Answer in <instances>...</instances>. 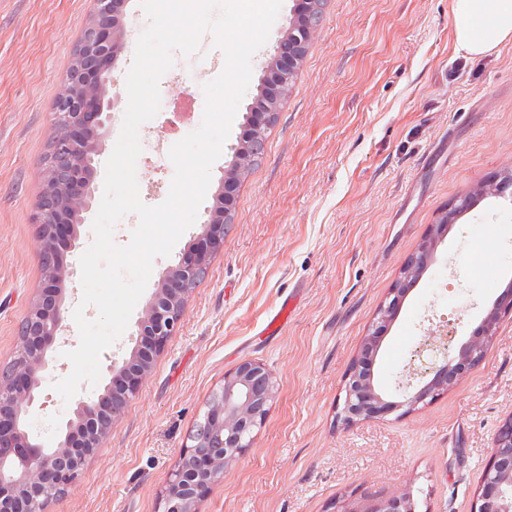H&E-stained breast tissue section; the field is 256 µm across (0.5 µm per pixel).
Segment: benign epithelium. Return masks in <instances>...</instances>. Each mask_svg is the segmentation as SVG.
<instances>
[{"label": "benign epithelium", "mask_w": 512, "mask_h": 512, "mask_svg": "<svg viewBox=\"0 0 512 512\" xmlns=\"http://www.w3.org/2000/svg\"><path fill=\"white\" fill-rule=\"evenodd\" d=\"M93 17L84 27L77 49L92 58L89 66L69 71L54 105L50 143L72 158L62 187V203L56 207L37 206L33 223L48 227L50 236H37L39 251L57 240L66 248L76 247L71 224L82 217L93 201V160L98 152V131L110 114L104 112L112 68L127 36V0H95ZM112 14V25L99 24L96 16ZM319 28L289 21L288 29L276 43L266 70L273 73L278 89L286 87L301 58L298 49L311 43ZM270 106L256 102L245 132L233 148V160L224 171L216 202L201 236L168 270L159 288L143 309L137 322L135 347L121 366L109 365V380L102 392L74 403L65 430L57 434L53 447H45L31 429V416L38 401L48 356L68 343L64 332L62 300L56 287L70 275L67 265L43 279L39 294L46 302L31 301L25 323L27 337L20 348L22 363L6 379L0 378V512H49L54 493L67 490L78 478L86 460L98 449L112 422L121 414L124 401L139 390L155 357L179 328L189 290L187 286L208 269L211 257L223 250L224 217L232 210L227 188L237 187L238 173L251 164L250 145L263 136L273 120ZM492 198H512V174L495 177L481 186ZM436 226L434 237L424 242L404 266L389 301L380 308L371 333L362 341L352 362L345 385L339 418L350 425L416 405L453 387L468 370L484 358L497 335V320L512 312V289L496 300L472 336L457 348L446 337H428L424 347L439 355L421 369L401 372L394 392L375 381L374 364L386 325L414 284L419 267L433 259L445 225ZM279 390V383L258 362L244 361L224 376V384L207 404L209 432L193 440L172 471L163 494L164 512H197L201 497L217 485L226 468L251 446L254 430L266 419ZM339 512H416L411 491L400 490L388 498L348 503ZM475 512H512V420L495 435L493 448L478 488Z\"/></svg>", "instance_id": "obj_1"}]
</instances>
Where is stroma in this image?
Listing matches in <instances>:
<instances>
[{"instance_id":"1","label":"stroma","mask_w":512,"mask_h":512,"mask_svg":"<svg viewBox=\"0 0 512 512\" xmlns=\"http://www.w3.org/2000/svg\"><path fill=\"white\" fill-rule=\"evenodd\" d=\"M452 0H326L317 38L294 74L264 153L238 185L224 248L184 307L100 450L50 512H163L162 492L188 435L224 376L240 362L266 366L280 384L253 443L198 503V512H338L350 501L411 488L417 512H474L498 429L512 419V313L484 359L448 391L412 411L351 425L338 418L345 379L380 305L408 259L460 198L432 264L407 295L374 365L393 388L427 336L446 326L469 339L512 278V203L480 197L487 178L512 170V41L458 51ZM296 0H283L251 59L238 106L196 224L156 257L147 304L163 272L201 231L264 81L265 63ZM94 0H0V366L42 281L37 226L51 110ZM129 35L112 71L114 118L95 158L94 196L128 102L126 74L148 25L141 0L126 8ZM159 81L161 107L140 141L171 149L168 105L202 93L224 65L202 51L174 52ZM173 163L136 161L140 198L165 201ZM291 316L276 336L260 329L283 299ZM139 309L133 310L135 318ZM71 362L51 357L33 418L65 424L54 383Z\"/></svg>"}]
</instances>
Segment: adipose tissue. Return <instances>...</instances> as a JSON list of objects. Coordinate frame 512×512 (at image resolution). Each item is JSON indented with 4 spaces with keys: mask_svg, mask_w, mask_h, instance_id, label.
<instances>
[{
    "mask_svg": "<svg viewBox=\"0 0 512 512\" xmlns=\"http://www.w3.org/2000/svg\"><path fill=\"white\" fill-rule=\"evenodd\" d=\"M457 46L484 54L512 39V0H453Z\"/></svg>",
    "mask_w": 512,
    "mask_h": 512,
    "instance_id": "adipose-tissue-1",
    "label": "adipose tissue"
}]
</instances>
